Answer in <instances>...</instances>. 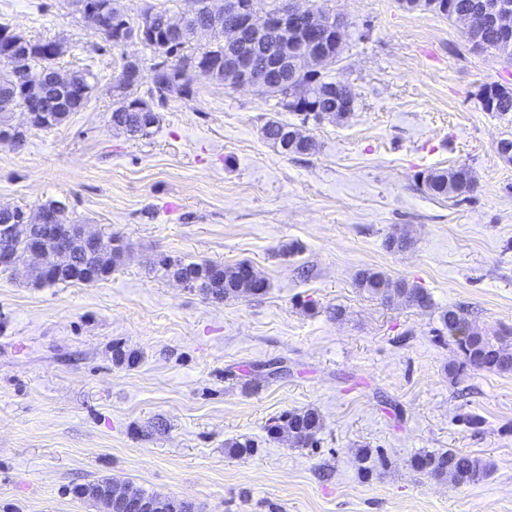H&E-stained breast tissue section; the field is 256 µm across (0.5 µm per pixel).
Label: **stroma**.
Masks as SVG:
<instances>
[{
    "label": "stroma",
    "instance_id": "stroma-1",
    "mask_svg": "<svg viewBox=\"0 0 512 512\" xmlns=\"http://www.w3.org/2000/svg\"><path fill=\"white\" fill-rule=\"evenodd\" d=\"M316 3L351 24L332 74L357 107L303 127L314 151L286 156L261 133L292 119L274 97L204 77L170 97L155 134L127 138L110 125L112 80L136 54L148 89L151 52L106 46L71 0H0V26L61 42L62 70L97 76L66 122L28 129L21 149L0 142V205L57 200L128 247L90 285L0 270V512H97L75 489L102 477L203 512H512V374L451 380L460 355L437 333L459 304L488 335L512 329V162L496 150L512 114L478 102L484 84L512 85V64L400 0ZM460 164L472 200L418 190L419 172ZM398 229L412 244L392 252ZM164 257L246 260L270 288L211 303L165 276ZM368 268L427 289L433 308L371 298L355 286ZM117 345L138 363L115 362ZM276 360L282 373L246 388ZM307 408L323 418L316 447L268 438L270 417ZM231 439L257 450L229 456ZM449 448L490 477L455 488L410 466Z\"/></svg>",
    "mask_w": 512,
    "mask_h": 512
}]
</instances>
